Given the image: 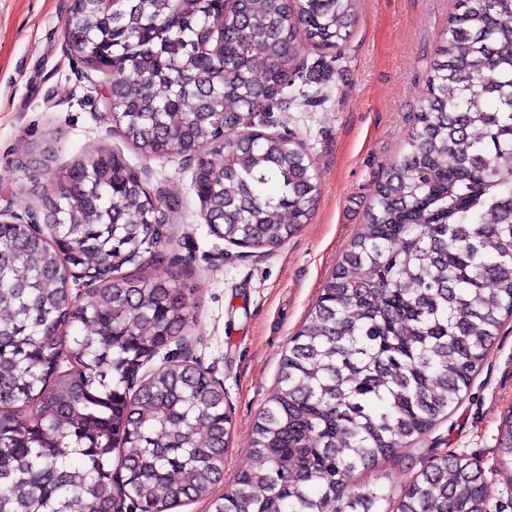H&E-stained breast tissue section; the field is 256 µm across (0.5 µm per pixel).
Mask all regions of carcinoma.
Listing matches in <instances>:
<instances>
[{
    "instance_id": "cac0c4a2",
    "label": "carcinoma",
    "mask_w": 512,
    "mask_h": 512,
    "mask_svg": "<svg viewBox=\"0 0 512 512\" xmlns=\"http://www.w3.org/2000/svg\"><path fill=\"white\" fill-rule=\"evenodd\" d=\"M356 0H79L70 55L112 77V112L146 157L198 150L193 188L225 242L274 250L320 196L296 136L253 129L300 108L347 41ZM323 52L298 61V34ZM224 43L206 57L205 40ZM413 131L387 164L366 222L288 342L255 423L252 465L224 495L232 416L224 386L176 362L132 386L192 323L188 285L129 274L163 264L141 240L171 238L125 158L99 149L48 174L45 239L0 224V512H109L115 498L170 512H378L359 471L393 458L461 400L512 318V0H456L434 49ZM94 266L88 300L68 270ZM496 472L512 485V413ZM118 464L112 466V453ZM488 475L436 453L396 512H505Z\"/></svg>"
}]
</instances>
